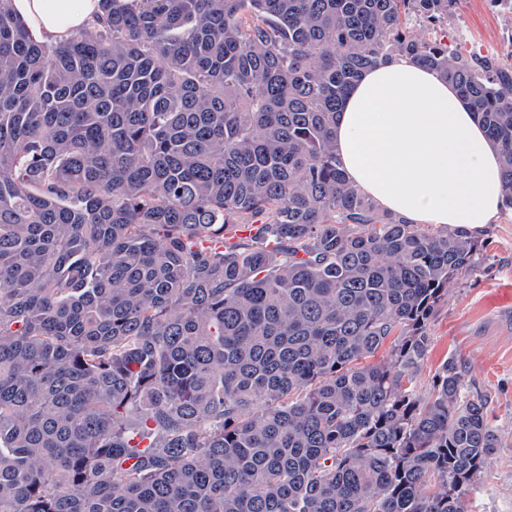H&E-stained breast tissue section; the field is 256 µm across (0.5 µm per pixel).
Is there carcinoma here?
I'll list each match as a JSON object with an SVG mask.
<instances>
[{
  "label": "carcinoma",
  "instance_id": "cac0c4a2",
  "mask_svg": "<svg viewBox=\"0 0 512 512\" xmlns=\"http://www.w3.org/2000/svg\"><path fill=\"white\" fill-rule=\"evenodd\" d=\"M0 0V512H468L506 441L427 326L480 250L382 211L333 126L408 55L497 144L512 64L459 0H101L41 44ZM390 360L368 362L383 346ZM511 34L512 15L491 0H461L454 16L433 33L449 49L460 43L465 50L492 54L506 63L512 62Z\"/></svg>",
  "mask_w": 512,
  "mask_h": 512
}]
</instances>
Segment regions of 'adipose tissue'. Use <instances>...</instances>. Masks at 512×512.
Listing matches in <instances>:
<instances>
[{
	"mask_svg": "<svg viewBox=\"0 0 512 512\" xmlns=\"http://www.w3.org/2000/svg\"><path fill=\"white\" fill-rule=\"evenodd\" d=\"M37 42L57 45L96 22L99 0H12ZM341 167L383 210L411 224L476 232L502 208L499 151L456 87L398 55L346 95L334 129Z\"/></svg>",
	"mask_w": 512,
	"mask_h": 512,
	"instance_id": "adipose-tissue-1",
	"label": "adipose tissue"
}]
</instances>
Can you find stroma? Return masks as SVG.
<instances>
[{
  "label": "stroma",
  "instance_id": "1",
  "mask_svg": "<svg viewBox=\"0 0 512 512\" xmlns=\"http://www.w3.org/2000/svg\"><path fill=\"white\" fill-rule=\"evenodd\" d=\"M435 35L448 46L512 62V15L493 0H461ZM476 238L480 264L437 302L429 320L431 343L417 388L427 392L435 371L455 358L466 382L489 397L494 426L512 440V212L501 211ZM467 509L512 512V447L498 449L487 460Z\"/></svg>",
  "mask_w": 512,
  "mask_h": 512
}]
</instances>
